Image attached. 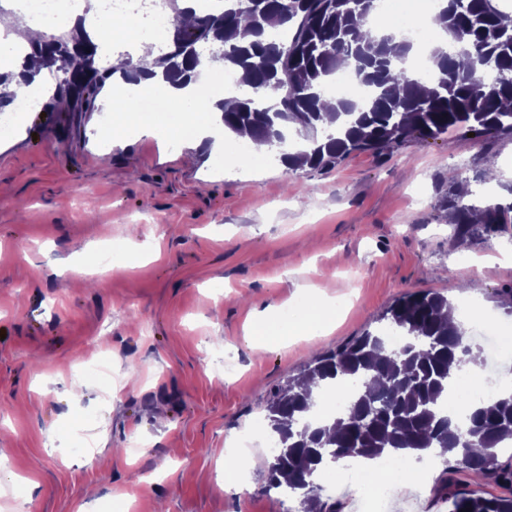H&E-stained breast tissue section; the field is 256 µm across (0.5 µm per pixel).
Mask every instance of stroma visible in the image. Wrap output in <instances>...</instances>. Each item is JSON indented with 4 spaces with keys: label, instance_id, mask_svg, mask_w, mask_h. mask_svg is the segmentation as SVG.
I'll use <instances>...</instances> for the list:
<instances>
[{
    "label": "stroma",
    "instance_id": "stroma-1",
    "mask_svg": "<svg viewBox=\"0 0 512 512\" xmlns=\"http://www.w3.org/2000/svg\"><path fill=\"white\" fill-rule=\"evenodd\" d=\"M99 117L30 109L0 137V512H297L267 486L277 385L407 291L512 327V229L460 244L439 206L462 181L475 201L511 197L512 139H412L327 172L269 153L189 166L171 139ZM484 169L497 181H476ZM106 247L125 261L99 265ZM320 296L342 303L333 331L251 352L256 314ZM101 358L111 384L72 397ZM244 437V457L226 456ZM440 473L409 478L385 512H449Z\"/></svg>",
    "mask_w": 512,
    "mask_h": 512
}]
</instances>
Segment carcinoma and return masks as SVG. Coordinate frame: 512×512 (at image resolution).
Listing matches in <instances>:
<instances>
[{
	"instance_id": "1",
	"label": "carcinoma",
	"mask_w": 512,
	"mask_h": 512,
	"mask_svg": "<svg viewBox=\"0 0 512 512\" xmlns=\"http://www.w3.org/2000/svg\"><path fill=\"white\" fill-rule=\"evenodd\" d=\"M376 0H238L224 9V24H185L178 0H169L172 25L185 40L217 43L224 65L253 96L224 100V130L248 131L258 145L279 140L281 163L290 168L329 169L352 152L383 154L405 141L436 140L450 130L476 137H512V11L497 0H447L435 17L448 36L431 55L433 74L423 81L400 67L412 47L370 26ZM250 36L246 46L233 42ZM98 44L82 32L47 38L33 52L55 67L75 63L69 82L53 95L64 112H93L114 69L98 66ZM202 59L180 52L157 59L170 82L190 79ZM345 65L370 89L363 107L336 100V111L319 102L327 79ZM470 191L451 185L440 207L454 215L461 242L506 230L512 202L489 199L465 204ZM453 304L434 292H408L381 316L409 338L400 349L383 331H366L351 342L311 358L279 386L266 405L277 441L268 484L297 497L302 512H340L321 500L319 474L345 458L375 460L408 451L446 461L437 492L449 512H512V496H477L459 489L457 475H483L512 485V463L498 450L512 442V394L474 404L453 421L448 390L469 362L465 329L448 321ZM320 389L354 386L346 407L311 419Z\"/></svg>"
}]
</instances>
